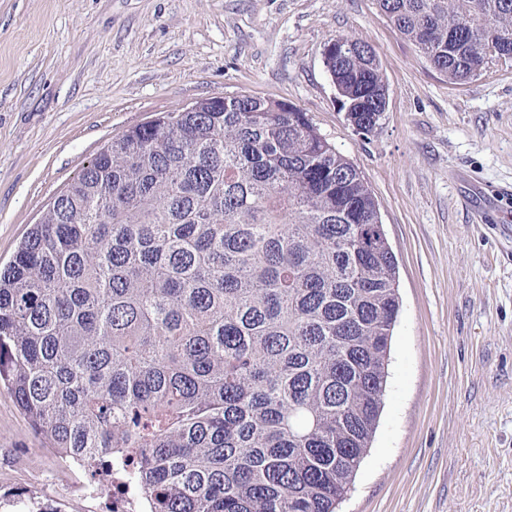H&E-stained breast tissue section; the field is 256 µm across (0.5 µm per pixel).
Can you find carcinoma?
I'll use <instances>...</instances> for the list:
<instances>
[{"label": "carcinoma", "mask_w": 512, "mask_h": 512, "mask_svg": "<svg viewBox=\"0 0 512 512\" xmlns=\"http://www.w3.org/2000/svg\"><path fill=\"white\" fill-rule=\"evenodd\" d=\"M377 2L453 83L512 48V0ZM334 41L371 128L379 61ZM195 105L113 138L0 271V386L48 447L132 463L150 512H336L400 306L378 203L299 109Z\"/></svg>", "instance_id": "obj_1"}]
</instances>
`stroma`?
<instances>
[{"instance_id":"1","label":"stroma","mask_w":512,"mask_h":512,"mask_svg":"<svg viewBox=\"0 0 512 512\" xmlns=\"http://www.w3.org/2000/svg\"><path fill=\"white\" fill-rule=\"evenodd\" d=\"M376 51L387 105L357 132L324 49ZM287 102L362 172L397 259L383 409L340 512H512V60L448 82L376 0H0V269L100 149L205 98ZM0 389V512H105Z\"/></svg>"}]
</instances>
